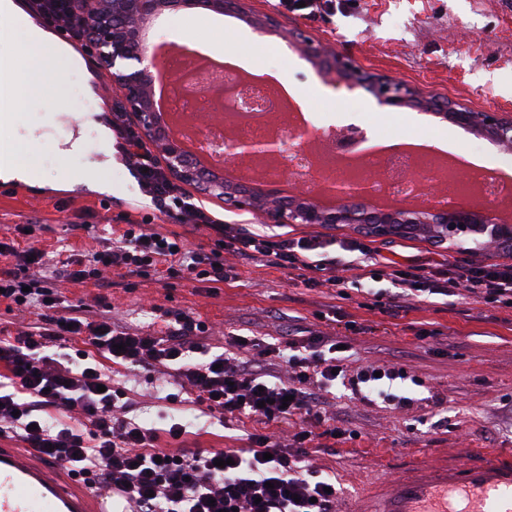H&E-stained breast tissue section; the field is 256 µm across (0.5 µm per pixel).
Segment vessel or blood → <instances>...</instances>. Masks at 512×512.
I'll return each instance as SVG.
<instances>
[{"label": "vessel or blood", "mask_w": 512, "mask_h": 512, "mask_svg": "<svg viewBox=\"0 0 512 512\" xmlns=\"http://www.w3.org/2000/svg\"><path fill=\"white\" fill-rule=\"evenodd\" d=\"M29 449L0 448V512H112L109 494L70 478L65 464L29 462ZM355 512H512V450L470 462H415L400 478L372 483Z\"/></svg>", "instance_id": "vessel-or-blood-1"}]
</instances>
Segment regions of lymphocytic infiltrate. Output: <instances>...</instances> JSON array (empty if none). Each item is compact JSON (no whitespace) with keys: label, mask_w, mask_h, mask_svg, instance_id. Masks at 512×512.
Masks as SVG:
<instances>
[{"label":"lymphocytic infiltrate","mask_w":512,"mask_h":512,"mask_svg":"<svg viewBox=\"0 0 512 512\" xmlns=\"http://www.w3.org/2000/svg\"><path fill=\"white\" fill-rule=\"evenodd\" d=\"M44 27L62 30L70 41L88 38L76 0H31ZM112 133L126 167L156 209L180 223L214 231L210 252L187 247L179 234L152 224L112 228L98 249L73 254L47 270L43 250L0 241V303L30 314L15 330L0 329V436H8L47 459L63 458L73 473L91 475L123 497L125 512H336V478L315 462L296 434L299 450L273 426L301 420L324 422V395L346 373L337 342L315 332L277 349L274 373L213 353L209 326L192 312H174L168 334L151 336L108 318H95L85 303L69 304L55 278L76 284L112 285L114 272L156 274L191 283L235 279L225 256L259 259L278 268L335 266L330 241L317 236L272 239L242 233L191 198L159 165L151 149L122 114ZM394 310L423 293L464 289L474 297L512 308V263L439 265L427 274L390 273ZM142 368L164 385L206 404L220 419L247 418L262 424L240 448L195 449L170 455L157 447L158 432L130 417V402L112 385L111 365Z\"/></svg>","instance_id":"1"}]
</instances>
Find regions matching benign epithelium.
<instances>
[{
  "label": "benign epithelium",
  "instance_id": "benign-epithelium-1",
  "mask_svg": "<svg viewBox=\"0 0 512 512\" xmlns=\"http://www.w3.org/2000/svg\"><path fill=\"white\" fill-rule=\"evenodd\" d=\"M91 28L88 49L112 87L123 100L124 109L137 122L143 137L155 150L157 161L176 181L223 203L227 208L264 216L273 224H326L351 226L383 236L425 232L452 249L469 242L493 253L512 247V222L494 221L483 205H429L379 209L368 200V189L352 184L338 189L336 203L322 206L311 189L299 188L285 196L276 183L258 187L243 178L228 179L201 167L180 144L168 136L160 113L153 107L157 71L146 60L145 48L153 40L159 19L179 11L207 10L234 14L245 20L260 37L279 34L293 46L333 87L369 92L381 107L435 111L451 122L512 150V114L474 112L442 105L413 89L384 76L366 78L343 56L325 61L321 46L302 32L282 28L268 13L254 12L250 0H78ZM260 150L257 142L232 139L224 142L226 160H237Z\"/></svg>",
  "mask_w": 512,
  "mask_h": 512
}]
</instances>
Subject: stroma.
Returning a JSON list of instances; mask_svg holds the SVG:
<instances>
[{"mask_svg": "<svg viewBox=\"0 0 512 512\" xmlns=\"http://www.w3.org/2000/svg\"><path fill=\"white\" fill-rule=\"evenodd\" d=\"M251 6L277 13L282 27L305 31L348 55L362 71L390 76L421 94L476 111L512 113V0H336L333 9L310 17L278 12L276 0H252ZM156 38L244 60L247 69L291 90L319 130L352 125L385 142L411 138L462 153L471 147L492 170L505 168L512 159L511 153L444 118L414 109H383L365 91L326 85L308 61L283 51L279 37L256 36L235 16L181 13L176 24H162ZM62 62L48 82L28 93L10 129L21 159L47 184L23 190L0 186V237L18 224L36 225L38 245L53 265L68 249L96 248V238L81 228L85 221L113 225L128 216L181 234L190 248L208 246V231L157 214L119 154L110 151L103 128L121 109L117 90L102 98L94 95L84 67L68 56ZM57 90L75 95L81 108L50 104L47 95ZM92 166L111 184V192L85 184L82 172ZM211 207L246 234L318 236L339 243L360 238L376 262L399 269L424 273L439 262L480 258L466 243L451 249L421 236L363 237L348 227L272 224L252 213L225 210L217 201ZM236 267L237 279L213 293L179 279L117 275L101 292L65 281L57 288L73 302L104 294L113 319L158 336L164 333L160 314L187 310L207 321L218 338L257 336L284 343L305 329L337 337L348 346L345 365L351 377L369 364L404 368L409 379L401 387L411 399L406 409L362 399L344 388L331 401L337 420L357 432L342 443L325 435L314 440L321 448L318 465L335 473L343 489L340 512H348L373 480L398 476L411 462L432 463L444 455L466 462L512 448V309L460 291L431 296L395 315L387 300L352 285L351 270L345 273L349 285L338 290L306 287L305 279H324V271L316 268H273L257 260H240ZM129 386L141 393L140 415L158 429L161 448H240L244 433L256 427L249 420L227 429L203 417L175 440L152 403V374L130 372ZM438 415L447 424L436 429L432 422Z\"/></svg>", "mask_w": 512, "mask_h": 512, "instance_id": "1", "label": "stroma"}]
</instances>
